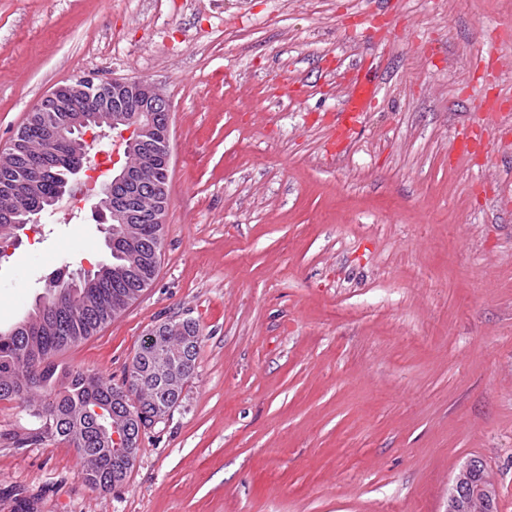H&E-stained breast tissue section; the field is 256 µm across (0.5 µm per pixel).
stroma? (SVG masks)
<instances>
[{
  "label": "stroma",
  "instance_id": "obj_1",
  "mask_svg": "<svg viewBox=\"0 0 512 512\" xmlns=\"http://www.w3.org/2000/svg\"><path fill=\"white\" fill-rule=\"evenodd\" d=\"M357 67L385 80L340 148ZM81 76L152 82L172 154L154 282L59 360L121 382L169 319L200 349L109 491L1 403L0 512H446L473 456L512 512V0H0V147ZM105 236L21 232L0 328Z\"/></svg>",
  "mask_w": 512,
  "mask_h": 512
}]
</instances>
